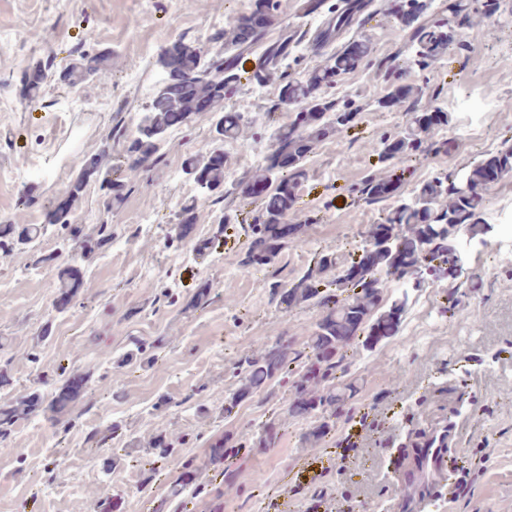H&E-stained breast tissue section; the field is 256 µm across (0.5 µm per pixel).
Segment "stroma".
I'll return each mask as SVG.
<instances>
[{"label": "stroma", "instance_id": "stroma-1", "mask_svg": "<svg viewBox=\"0 0 512 512\" xmlns=\"http://www.w3.org/2000/svg\"><path fill=\"white\" fill-rule=\"evenodd\" d=\"M337 0L316 14L302 15L299 0H279L275 22L261 43V55L289 29L317 31L329 24ZM253 0H0V224L46 227L35 247L14 245L0 256V405L26 395L50 401L64 380H84L79 395L55 413L23 416L11 436V453L0 455V512H90V494H119L123 512H152L171 484L193 462L203 487L186 499V512H419L400 503L384 462L409 435L454 422L455 446L464 453L487 449L482 473L460 488L451 505L437 512H512V267L497 263V233L463 254L451 287L426 286L412 293L395 336L367 351L353 346L350 372L359 393L350 416L335 432L315 441L308 424L290 416L283 390L242 401L232 416L224 398L238 386L239 354L253 340L307 336L320 317L301 304L285 311L272 303L271 283L294 282L312 253L351 255L380 206L354 203L352 188L388 178L392 163L366 151L400 129L403 110L378 107L383 95L376 61L408 46V32L395 16L374 13L355 19L350 32L369 42L374 64L344 74L333 92L360 108L355 125L333 130L308 156L299 189L297 221L301 247L285 249L274 264L257 271L239 261L249 241L234 230L219 232L220 206L207 200L183 173L189 157L210 142L206 116L170 128L160 162H146L152 192H124L104 208L97 182L87 183L68 220L91 237L96 224L112 226L116 247L90 253L61 245L50 224L48 198H62L80 168L92 158L112 162L117 143L108 138L114 116L135 128L161 78L160 53L186 37L205 42L215 31L250 14ZM461 49L438 55L434 64L408 68L413 90L447 106L467 88L496 106L474 117L482 140L461 132L462 113L432 130L442 151L408 162L405 192L447 174L476 155L512 138V62L500 59V43L512 40V24L474 16L456 29ZM106 53L109 79L85 78L75 67L84 53ZM53 61L71 68L43 81L32 101L19 94L29 63ZM278 88L242 83L227 102L243 122L226 139L225 188H238L261 162L268 144L266 113ZM195 208L190 239L168 243L172 214ZM219 237L217 255L194 259L193 248ZM44 265H36L39 256ZM83 281L69 309L58 312L64 269ZM180 294L176 305L159 302L163 289ZM206 293L205 307L194 300ZM438 315L426 340L409 331L421 312ZM162 341L150 364L130 355L132 339ZM36 362H28V352ZM276 415L280 439L272 448L243 449L220 482L222 462L211 446L224 436L252 439L257 424ZM191 435L189 445L158 457L153 439L162 433Z\"/></svg>", "mask_w": 512, "mask_h": 512}]
</instances>
